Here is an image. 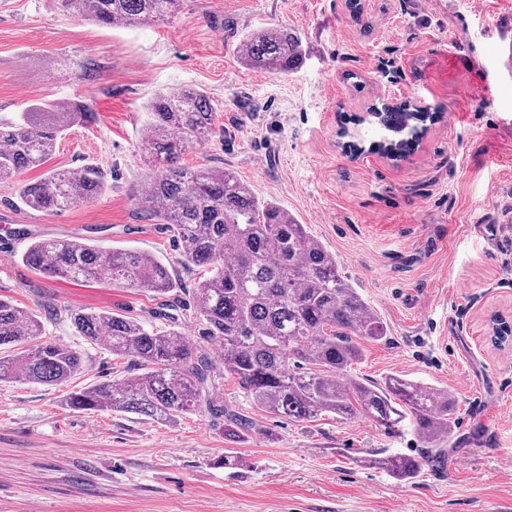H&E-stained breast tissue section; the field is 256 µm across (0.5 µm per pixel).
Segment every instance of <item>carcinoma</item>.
Returning a JSON list of instances; mask_svg holds the SVG:
<instances>
[{"instance_id":"obj_1","label":"carcinoma","mask_w":512,"mask_h":512,"mask_svg":"<svg viewBox=\"0 0 512 512\" xmlns=\"http://www.w3.org/2000/svg\"><path fill=\"white\" fill-rule=\"evenodd\" d=\"M183 0H58L62 11L103 26H137L175 16ZM309 49L301 34L273 26L243 38V63L286 77L303 67ZM385 124L413 117L410 109L372 108ZM217 107L199 87L155 95L147 108L150 135L143 144L147 214L171 225L181 244V264L208 269L195 288L204 337L223 346L224 371L258 407L296 421L325 415H363L380 426L409 428L427 443L447 441L456 429L455 404L445 391L390 376L381 385L350 374L361 356L353 338L381 341L386 324L339 269L336 257L286 209L257 197L235 174L182 163L215 131ZM82 101L36 102L0 118V180L38 168L58 138L88 118ZM105 174L94 164L48 170L35 182L18 183L27 207L61 214L100 196ZM22 262L47 278L98 281L147 290L159 299L174 295L176 282L158 258L132 249L102 250L80 240H39ZM77 335L107 346L140 370L118 383L103 382L68 398L76 411H121L170 419L200 409L215 369L201 342L180 329L158 332L117 313L70 311ZM39 320L0 299V381L55 385L82 369L81 354L53 341H39ZM224 433L241 439L250 425L224 413ZM395 477L420 472L413 458L382 461Z\"/></svg>"}]
</instances>
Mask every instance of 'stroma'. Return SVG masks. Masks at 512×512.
Listing matches in <instances>:
<instances>
[{
  "label": "stroma",
  "mask_w": 512,
  "mask_h": 512,
  "mask_svg": "<svg viewBox=\"0 0 512 512\" xmlns=\"http://www.w3.org/2000/svg\"><path fill=\"white\" fill-rule=\"evenodd\" d=\"M183 0L167 23L101 26L57 0H0V118L37 100L78 99L93 115L62 139L45 169L98 165L109 187L91 203L46 215L0 181V299L40 315L47 337L81 353L62 385L0 382V512H512V347L487 339L488 318L512 316V0ZM287 25L310 48L282 78L248 68L244 33ZM94 63L81 80L80 62ZM203 88L216 133L184 162L233 172L278 202L335 255L388 328L360 340L363 381L400 375L447 390L456 435L440 458L411 431L362 417L298 422L256 406L203 341L167 225L144 218L139 196L160 92ZM420 100L416 118L385 126L368 110ZM411 142L400 157L389 147ZM84 239L154 254L184 290L172 320L150 292L48 279L25 266L34 240ZM112 312L206 342L217 366L208 405L173 420L84 413L71 392L130 375L127 360L77 336L69 312ZM251 425L224 434L225 412ZM424 459L398 481L360 458ZM237 458L238 468L221 465Z\"/></svg>",
  "instance_id": "obj_1"
}]
</instances>
